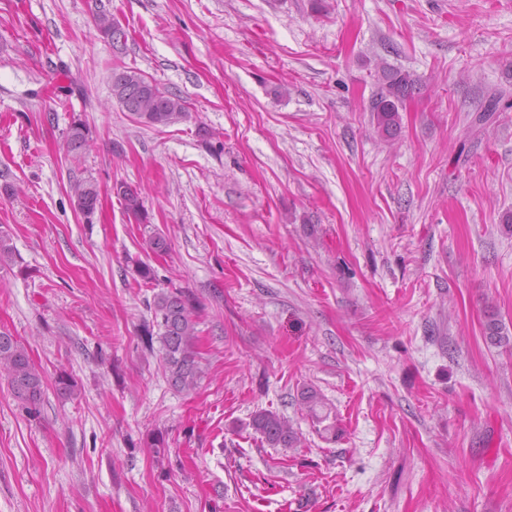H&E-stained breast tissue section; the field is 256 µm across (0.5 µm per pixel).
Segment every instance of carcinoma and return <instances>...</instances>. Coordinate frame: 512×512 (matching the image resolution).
<instances>
[{
    "label": "carcinoma",
    "mask_w": 512,
    "mask_h": 512,
    "mask_svg": "<svg viewBox=\"0 0 512 512\" xmlns=\"http://www.w3.org/2000/svg\"><path fill=\"white\" fill-rule=\"evenodd\" d=\"M96 25L100 35L108 41L113 40L119 28V24L105 13L97 16ZM378 73L380 89L372 98L369 111L372 112L377 133L385 139H393L401 130L400 109L419 90L418 82L410 74L387 66L379 67ZM112 91L127 97L129 103L123 105L124 110L146 125H168L181 119L186 112L183 97L159 88L137 70L114 72ZM91 141L90 126L79 117L73 119L66 131V148L73 161L81 160ZM114 189L125 213L142 224L146 223L141 190L126 182L115 184ZM73 191L74 205L86 217H91L99 203L97 183L92 179L80 180L74 185ZM145 244L146 249L156 255H162L169 249L166 237L155 230L148 231ZM147 308L151 317L141 324L138 347L141 352L151 354L154 352V342H159L164 374L169 385L178 391L195 389L203 377L195 351L198 336L195 296L180 288L162 289L153 294ZM484 333L492 345L512 343V339L504 333L502 323L493 316L488 317ZM0 374L7 377L13 397L27 415L34 418L39 416L45 395L43 375L17 337L2 331ZM54 386L57 395L64 399L72 398L78 390L75 379L65 372L57 375ZM300 396L317 422L326 420L316 411V407L322 403V396L315 388L304 387ZM249 426L270 448H295L300 443V436L290 422L274 411L257 410L251 416Z\"/></svg>",
    "instance_id": "1"
}]
</instances>
